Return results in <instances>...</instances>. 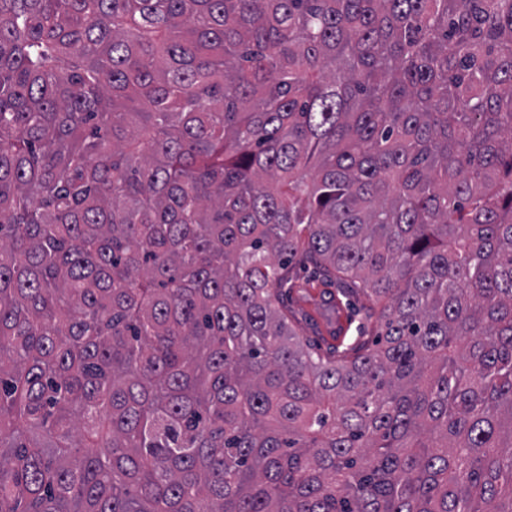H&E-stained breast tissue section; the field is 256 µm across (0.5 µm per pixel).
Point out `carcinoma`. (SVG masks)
<instances>
[{"instance_id": "1", "label": "carcinoma", "mask_w": 512, "mask_h": 512, "mask_svg": "<svg viewBox=\"0 0 512 512\" xmlns=\"http://www.w3.org/2000/svg\"><path fill=\"white\" fill-rule=\"evenodd\" d=\"M0 512H512V0H0ZM307 280V274H301V279L297 281V287L293 288L291 292L292 301L290 302L293 309L299 313L298 317L300 318V313H306L310 315L315 322L318 324V330L320 332L319 336H323L327 342L336 344V341H333L330 338V335L326 333V329L328 326H331L333 323L336 326V331L342 323H336V315L332 317L331 322H328L326 318L322 315V309L320 308V299L325 291H331L336 293V286L333 285L323 286L320 283H314V288L305 285V281ZM303 286H307V288H299ZM313 338H318L319 336H313L312 333H307ZM361 305L364 307V309H362L361 312H358L359 315L354 318L355 322H352L351 324H347L348 311L346 310V308L343 307V310L341 311V319L344 321L346 329L345 333L342 334L343 337L340 340L344 339V344L353 342L356 336H358L357 325L359 321L368 323L370 326L377 324L378 308L372 309V303L368 301V299L365 297L361 298L359 306ZM369 314L371 315V317H367Z\"/></svg>"}]
</instances>
